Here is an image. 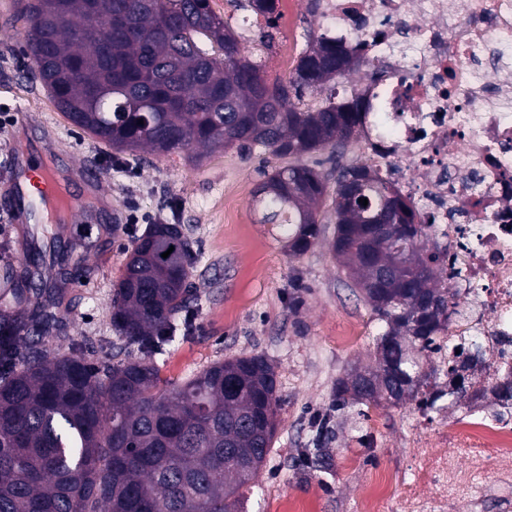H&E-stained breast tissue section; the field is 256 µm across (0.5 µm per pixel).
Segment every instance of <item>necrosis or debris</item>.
Wrapping results in <instances>:
<instances>
[{
    "mask_svg": "<svg viewBox=\"0 0 512 512\" xmlns=\"http://www.w3.org/2000/svg\"><path fill=\"white\" fill-rule=\"evenodd\" d=\"M320 19L366 59L354 76L367 98L361 161L393 159L429 238L448 241V340L486 355L468 372L478 396L458 404L447 450L432 449L442 423L415 433L412 483L372 473L360 512H443L486 475L511 495L512 417L497 408L492 375L512 369V113L502 108L512 101V0H322Z\"/></svg>",
    "mask_w": 512,
    "mask_h": 512,
    "instance_id": "necrosis-or-debris-1",
    "label": "necrosis or debris"
}]
</instances>
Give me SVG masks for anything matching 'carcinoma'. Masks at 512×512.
Here are the masks:
<instances>
[{
  "label": "carcinoma",
  "instance_id": "carcinoma-1",
  "mask_svg": "<svg viewBox=\"0 0 512 512\" xmlns=\"http://www.w3.org/2000/svg\"><path fill=\"white\" fill-rule=\"evenodd\" d=\"M274 23L275 0H233ZM33 79L82 133L121 154L236 147L288 163L253 190L262 224H283L299 259L323 236L348 286L384 326L377 367L336 384V407L415 401L433 407L468 393L465 351L432 398L423 396L425 351H439L452 295L426 250V227L381 169L345 159L358 138L364 98L304 97L363 58L323 35L310 38L293 76L269 83L209 0H18ZM143 124H138V120ZM336 155L328 176L307 154ZM367 199L368 204L359 203ZM375 215L378 224L366 223ZM166 257L161 254L167 250ZM45 253L19 270L0 262L7 283L0 314V512H237L240 489L265 463L276 435V373L258 354L216 361L186 382L163 380L154 354L173 341L188 308L192 255L178 224H149L126 250L113 283L110 321L130 356L88 362L83 352L49 356L44 335L62 322L35 283Z\"/></svg>",
  "mask_w": 512,
  "mask_h": 512
}]
</instances>
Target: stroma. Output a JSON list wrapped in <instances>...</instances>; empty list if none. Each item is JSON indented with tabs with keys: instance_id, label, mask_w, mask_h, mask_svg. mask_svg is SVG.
Masks as SVG:
<instances>
[{
	"instance_id": "1",
	"label": "stroma",
	"mask_w": 512,
	"mask_h": 512,
	"mask_svg": "<svg viewBox=\"0 0 512 512\" xmlns=\"http://www.w3.org/2000/svg\"><path fill=\"white\" fill-rule=\"evenodd\" d=\"M210 7L234 33H245L246 55L272 81L291 75L277 65L282 50L300 55L308 36L320 33L305 7L293 18H279L266 34L254 27V14L233 0H212ZM17 8V0H0V255L24 266L32 245H44L46 224L60 244L87 237L95 243L68 281L56 269L43 272L48 285L64 287L63 304L55 310L64 329L46 337L48 352L78 348L99 360L100 347L115 339L112 283L127 247L147 224L181 225L193 248L195 299L175 318L176 340L155 357L161 377L180 383L242 353L263 355L276 371L275 442L244 493L241 512H283L289 504L305 512H359L371 472L383 469L411 480L417 461L410 431L424 418L415 403L329 410L337 379L375 366L380 325L348 288L327 247L333 221L324 224L323 244L297 260L289 257L279 225L258 223L252 191L263 171L282 166V159L231 147L208 153L197 166L182 153L116 165L112 149L74 128L31 79ZM30 158L46 160L75 196L88 191L85 175H95L111 206L69 224L57 223L52 213L37 226L13 222L16 181ZM131 214L138 223H127ZM324 413L334 432L326 468L300 461L302 449L313 445V421Z\"/></svg>"
}]
</instances>
